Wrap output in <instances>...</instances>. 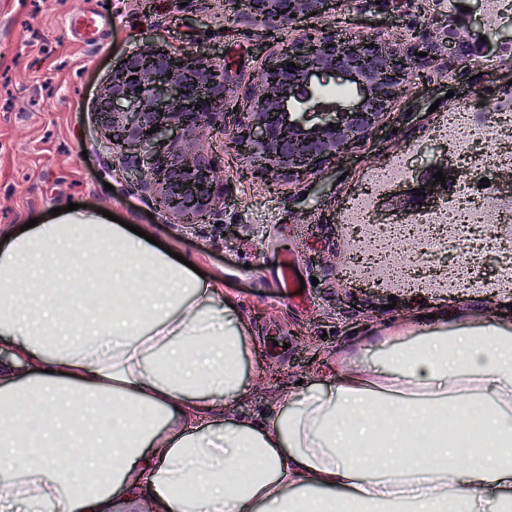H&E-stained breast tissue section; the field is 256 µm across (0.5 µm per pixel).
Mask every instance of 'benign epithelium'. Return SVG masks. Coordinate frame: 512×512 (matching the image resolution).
<instances>
[{
  "label": "benign epithelium",
  "instance_id": "7a95c632",
  "mask_svg": "<svg viewBox=\"0 0 512 512\" xmlns=\"http://www.w3.org/2000/svg\"><path fill=\"white\" fill-rule=\"evenodd\" d=\"M221 2L224 14L276 31L333 19L342 0ZM480 36L469 11L436 13L406 36L300 27L295 37L273 39L243 91L240 75L208 52L157 41L119 60L96 115L121 148L117 166L136 173L142 195L170 221L199 224L224 213L220 169L204 146L210 131L224 132V151L244 162V178L301 182L369 140L419 70L445 76L493 51ZM331 79L355 89L353 104L318 109Z\"/></svg>",
  "mask_w": 512,
  "mask_h": 512
}]
</instances>
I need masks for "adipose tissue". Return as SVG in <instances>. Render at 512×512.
I'll use <instances>...</instances> for the list:
<instances>
[{
  "label": "adipose tissue",
  "instance_id": "ef3b65f1",
  "mask_svg": "<svg viewBox=\"0 0 512 512\" xmlns=\"http://www.w3.org/2000/svg\"><path fill=\"white\" fill-rule=\"evenodd\" d=\"M377 344L220 421L249 346L221 277L81 208L0 229V512H512V333Z\"/></svg>",
  "mask_w": 512,
  "mask_h": 512
}]
</instances>
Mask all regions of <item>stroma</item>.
<instances>
[{
  "label": "stroma",
  "mask_w": 512,
  "mask_h": 512,
  "mask_svg": "<svg viewBox=\"0 0 512 512\" xmlns=\"http://www.w3.org/2000/svg\"><path fill=\"white\" fill-rule=\"evenodd\" d=\"M447 11L448 0H345L335 22L359 34L404 33ZM273 36L247 18H225L219 0H156L150 11L142 0H0V227L17 231L79 202L150 229L204 276H221L225 296L251 328L247 393L233 405L237 418L251 422L283 407L297 382H329L321 361L352 350L366 333L404 327L418 338L454 329L460 319L512 330V281H499L490 259L468 274L476 288L456 294L438 282L369 288L340 273L349 249L342 211L366 175L405 160L407 193L447 168L428 137L430 106L444 112L454 95L507 93L512 53L474 61L451 81L430 70L419 74L370 141L292 185L243 179L239 161L224 153L223 136H208L223 171L217 224L168 223L114 170L116 151L96 123L95 106L120 58L154 41L178 52L203 43L247 77ZM286 253L305 280L304 302L279 290L277 264ZM437 314L445 323L434 322Z\"/></svg>",
  "instance_id": "35a3bbf8"
}]
</instances>
